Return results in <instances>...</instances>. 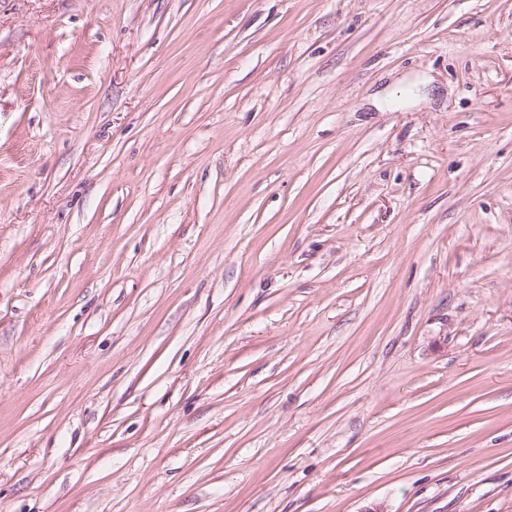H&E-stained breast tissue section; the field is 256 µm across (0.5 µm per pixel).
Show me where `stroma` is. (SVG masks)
I'll return each instance as SVG.
<instances>
[{"instance_id":"stroma-1","label":"stroma","mask_w":512,"mask_h":512,"mask_svg":"<svg viewBox=\"0 0 512 512\" xmlns=\"http://www.w3.org/2000/svg\"><path fill=\"white\" fill-rule=\"evenodd\" d=\"M0 512H512V0H0Z\"/></svg>"}]
</instances>
